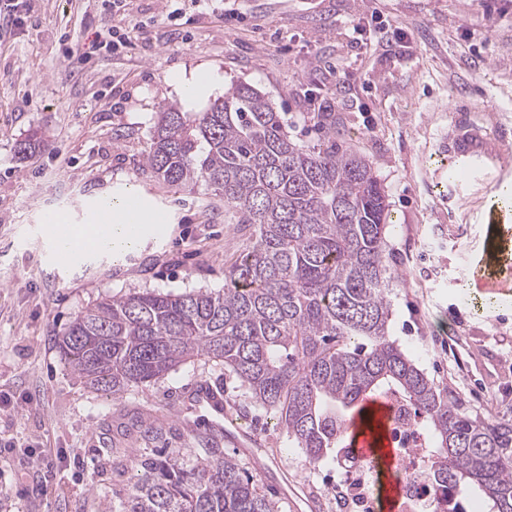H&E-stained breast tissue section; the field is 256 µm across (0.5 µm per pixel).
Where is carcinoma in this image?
<instances>
[{
  "mask_svg": "<svg viewBox=\"0 0 512 512\" xmlns=\"http://www.w3.org/2000/svg\"><path fill=\"white\" fill-rule=\"evenodd\" d=\"M176 188L205 184L230 224L254 228L224 270V287L155 290L102 300L77 314L57 348L95 391L123 395L203 358L233 374L252 402L316 464L347 448L350 412L395 393L429 434L439 506L468 489L512 512V421L474 414L389 338V204L372 163L336 146L332 130L305 145L258 89L238 84L204 112L163 106L144 158ZM222 434L194 436L187 465L155 448L112 449L107 512H279Z\"/></svg>",
  "mask_w": 512,
  "mask_h": 512,
  "instance_id": "carcinoma-1",
  "label": "carcinoma"
}]
</instances>
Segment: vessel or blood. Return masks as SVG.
<instances>
[{"label":"vessel or blood","instance_id":"obj_1","mask_svg":"<svg viewBox=\"0 0 512 512\" xmlns=\"http://www.w3.org/2000/svg\"><path fill=\"white\" fill-rule=\"evenodd\" d=\"M452 161L464 170H476L487 158L496 156L497 148L485 138L481 130L468 122L458 123L452 136ZM488 250L473 265L474 274L485 275L496 253L512 242V235L505 233L504 214L491 208L487 214ZM390 409L382 399L366 400L356 413L349 438V446L361 458L371 463L378 474L376 484L379 512H400L402 488L395 473L403 464L397 448L387 434Z\"/></svg>","mask_w":512,"mask_h":512}]
</instances>
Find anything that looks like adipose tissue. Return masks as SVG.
Masks as SVG:
<instances>
[{
  "instance_id": "adipose-tissue-1",
  "label": "adipose tissue",
  "mask_w": 512,
  "mask_h": 512,
  "mask_svg": "<svg viewBox=\"0 0 512 512\" xmlns=\"http://www.w3.org/2000/svg\"><path fill=\"white\" fill-rule=\"evenodd\" d=\"M140 213L130 210L127 198L103 199L86 223L75 225L72 241L64 250L70 263L89 255H115V244L123 239L129 225L140 223Z\"/></svg>"
}]
</instances>
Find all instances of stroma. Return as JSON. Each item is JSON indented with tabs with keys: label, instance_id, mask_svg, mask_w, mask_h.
I'll return each instance as SVG.
<instances>
[{
	"label": "stroma",
	"instance_id": "1",
	"mask_svg": "<svg viewBox=\"0 0 512 512\" xmlns=\"http://www.w3.org/2000/svg\"><path fill=\"white\" fill-rule=\"evenodd\" d=\"M27 19L0 36V512H100L112 500V449L140 448L137 420L170 429V454L194 457L207 428L193 387L223 389L235 426L225 453L243 460L281 512H340L339 465H312L238 380L205 360L115 398L69 370L56 339L80 311L145 289L220 288L253 230L224 221V200L174 189L146 172L155 114L204 111L234 85L266 94L290 135L369 157L391 212L387 260L402 274L389 336L473 411L512 419V271L467 284L486 246V212L512 183V0H236L224 10L164 17L163 0H27ZM123 35L124 47L80 61L63 38ZM211 79L203 97L184 88ZM469 119L499 159L457 171L442 144ZM38 131L27 157L19 141ZM136 190L165 217L162 232L120 261L54 265L47 216L85 223L98 200ZM497 305H490V298ZM255 436L237 448L240 431Z\"/></svg>",
	"mask_w": 512,
	"mask_h": 512
}]
</instances>
